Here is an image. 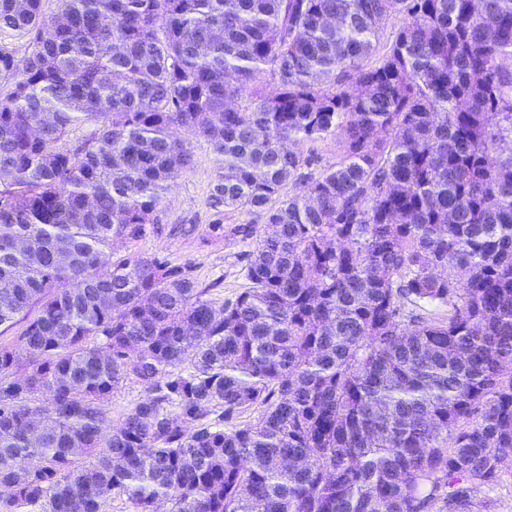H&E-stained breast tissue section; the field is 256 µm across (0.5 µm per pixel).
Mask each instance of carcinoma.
I'll return each instance as SVG.
<instances>
[{
  "label": "carcinoma",
  "instance_id": "carcinoma-1",
  "mask_svg": "<svg viewBox=\"0 0 512 512\" xmlns=\"http://www.w3.org/2000/svg\"><path fill=\"white\" fill-rule=\"evenodd\" d=\"M45 2L0 0V328L36 310L0 345L7 501L465 509L512 454V0ZM331 134L341 161L302 172ZM195 140L212 231L266 219L219 305L188 266L116 257L162 230ZM129 378L147 396L114 426Z\"/></svg>",
  "mask_w": 512,
  "mask_h": 512
}]
</instances>
